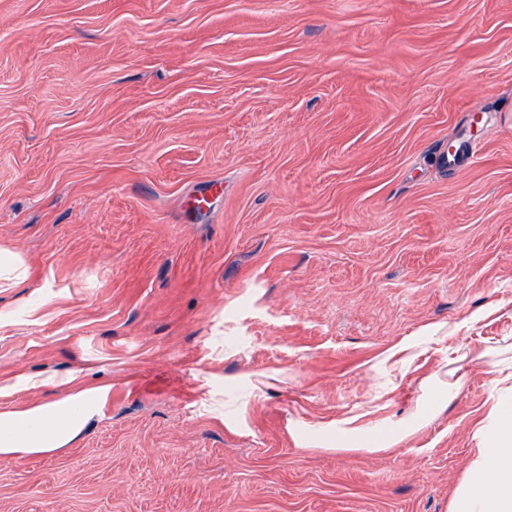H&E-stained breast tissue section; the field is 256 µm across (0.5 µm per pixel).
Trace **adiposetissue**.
I'll return each instance as SVG.
<instances>
[{"instance_id":"adipose-tissue-1","label":"adipose tissue","mask_w":512,"mask_h":512,"mask_svg":"<svg viewBox=\"0 0 512 512\" xmlns=\"http://www.w3.org/2000/svg\"><path fill=\"white\" fill-rule=\"evenodd\" d=\"M53 383V378L33 375L0 382L1 456L23 457L69 444L99 414L108 394L105 386L69 377L65 396L27 407L14 405L16 393ZM490 417L489 425L478 430L482 446L456 492L451 512H512V386L499 395ZM415 429L414 423L407 422L376 440L368 438L367 427L351 417L337 424L336 446L367 451L393 448Z\"/></svg>"}]
</instances>
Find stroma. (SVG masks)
I'll list each match as a JSON object with an SVG mask.
<instances>
[{
  "label": "stroma",
  "mask_w": 512,
  "mask_h": 512,
  "mask_svg": "<svg viewBox=\"0 0 512 512\" xmlns=\"http://www.w3.org/2000/svg\"><path fill=\"white\" fill-rule=\"evenodd\" d=\"M1 249L0 379L111 391L0 512H450L512 359V0H0ZM452 360L397 447L323 442ZM456 369H450L442 375H437L431 383L432 404H437L448 398V393L455 389L458 380L454 378Z\"/></svg>",
  "instance_id": "stroma-1"
}]
</instances>
